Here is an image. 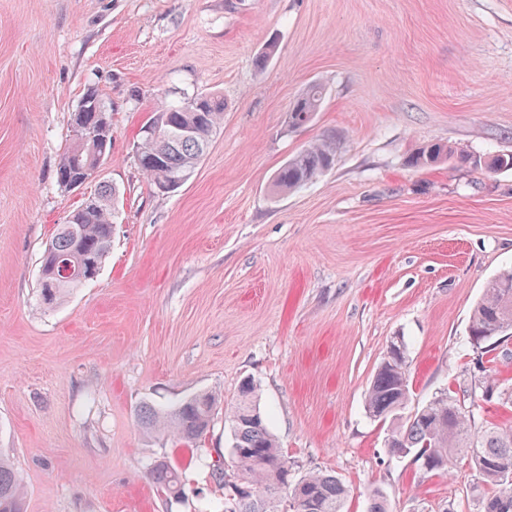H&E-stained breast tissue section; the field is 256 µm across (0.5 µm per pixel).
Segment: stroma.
Here are the masks:
<instances>
[{
	"label": "stroma",
	"instance_id": "35a3bbf8",
	"mask_svg": "<svg viewBox=\"0 0 512 512\" xmlns=\"http://www.w3.org/2000/svg\"><path fill=\"white\" fill-rule=\"evenodd\" d=\"M265 68L256 59L269 41ZM313 125L288 128L311 84ZM112 109L98 178L55 170L87 88ZM224 98L193 177L155 189L136 163L164 104ZM325 135L333 167L286 194L288 157ZM456 157L409 160L430 143ZM512 0H0V456L25 512H216L209 462L231 465L223 408L259 391L293 476L330 472L366 512H476L467 461L426 474L389 454L365 395L394 338L412 406L479 373L466 343L488 280L512 268ZM120 190L98 276L53 309L38 298L57 224L100 183ZM220 394L193 445L151 435L142 403ZM167 460L193 479L163 495Z\"/></svg>",
	"mask_w": 512,
	"mask_h": 512
}]
</instances>
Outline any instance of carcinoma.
Wrapping results in <instances>:
<instances>
[{
  "instance_id": "1",
  "label": "carcinoma",
  "mask_w": 512,
  "mask_h": 512,
  "mask_svg": "<svg viewBox=\"0 0 512 512\" xmlns=\"http://www.w3.org/2000/svg\"><path fill=\"white\" fill-rule=\"evenodd\" d=\"M323 89L313 84L293 102L288 127L295 130L313 123L320 111ZM109 112L97 89L89 88L71 115L72 129L93 125L92 104ZM224 119V98L200 93L180 104L162 106L150 117L153 134L140 132L136 158L142 174L159 187L175 177L191 173L206 152L210 137ZM451 154L433 144L413 158L429 165ZM336 156V142L320 138L302 148L277 170L273 188L278 192L304 187L330 169ZM87 147L77 137L56 168V181L64 190L85 175L83 162ZM116 187L102 185L93 204L83 203L57 226L40 265L39 300L52 308L73 289L98 274L112 246L113 224L117 218ZM512 334V271L490 280L474 307L468 329V344L480 352V379L463 389L442 390L409 417H402L411 389L404 341L391 343L385 361L376 372L367 395V412L378 420L391 418V453L414 454L422 468L451 474L458 459L470 461L485 486L479 498V512H512V426L488 422L477 426L471 406L477 397L490 392L503 404H512V385L496 374L502 339ZM218 397L210 392L195 394L172 409L146 403L138 420L147 430L163 433L190 444L210 428ZM231 422L233 460L237 476L224 477V467L212 464V477L224 489L223 512H345L347 490L329 472H309L296 479L288 495L281 496L288 481V459L277 447L265 415L258 404L256 385L243 380L238 398L225 412ZM150 479L162 490L181 492L183 473L166 461L150 470ZM0 512H23L22 484L10 462L0 458Z\"/></svg>"
}]
</instances>
